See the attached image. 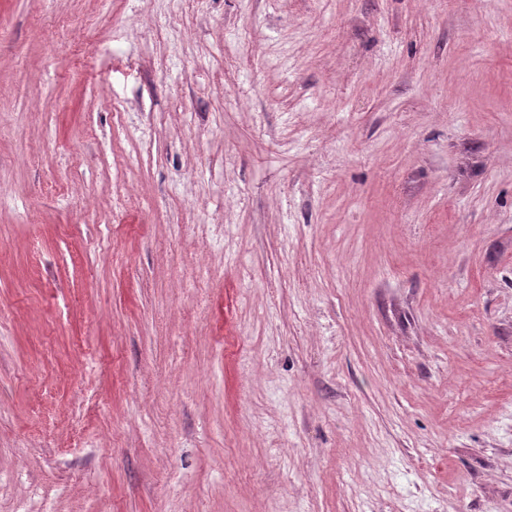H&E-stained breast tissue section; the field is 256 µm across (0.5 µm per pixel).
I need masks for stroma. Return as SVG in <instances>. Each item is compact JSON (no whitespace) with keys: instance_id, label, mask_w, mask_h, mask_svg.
<instances>
[{"instance_id":"obj_1","label":"stroma","mask_w":512,"mask_h":512,"mask_svg":"<svg viewBox=\"0 0 512 512\" xmlns=\"http://www.w3.org/2000/svg\"><path fill=\"white\" fill-rule=\"evenodd\" d=\"M0 512H512V0H0Z\"/></svg>"}]
</instances>
